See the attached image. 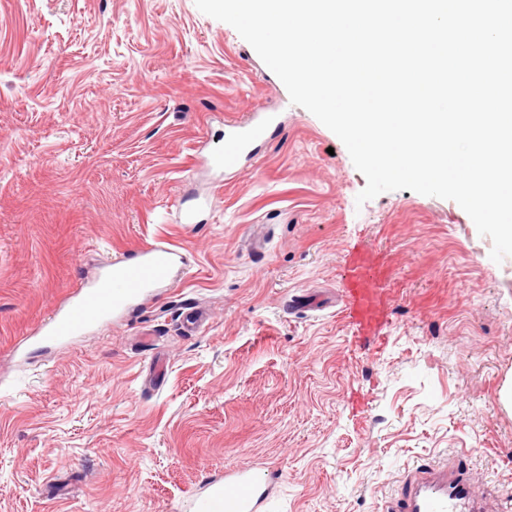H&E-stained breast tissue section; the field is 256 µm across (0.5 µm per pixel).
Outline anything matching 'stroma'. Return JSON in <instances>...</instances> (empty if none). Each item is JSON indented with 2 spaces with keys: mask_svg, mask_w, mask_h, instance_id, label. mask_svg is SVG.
Returning a JSON list of instances; mask_svg holds the SVG:
<instances>
[{
  "mask_svg": "<svg viewBox=\"0 0 512 512\" xmlns=\"http://www.w3.org/2000/svg\"><path fill=\"white\" fill-rule=\"evenodd\" d=\"M252 112L282 124L242 173L208 167ZM365 185L195 0H0V512H191L258 462L278 472L267 512H388L438 460L512 512V256L455 201L360 205ZM158 240L184 256L170 287L16 356L70 290ZM354 246L387 269L377 340L341 314Z\"/></svg>",
  "mask_w": 512,
  "mask_h": 512,
  "instance_id": "1",
  "label": "stroma"
}]
</instances>
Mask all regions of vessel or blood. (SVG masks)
<instances>
[{
	"instance_id": "vessel-or-blood-1",
	"label": "vessel or blood",
	"mask_w": 512,
	"mask_h": 512,
	"mask_svg": "<svg viewBox=\"0 0 512 512\" xmlns=\"http://www.w3.org/2000/svg\"><path fill=\"white\" fill-rule=\"evenodd\" d=\"M278 123L273 114L228 123L224 143L208 163L226 171L241 169L251 145ZM182 260L171 246L154 243L107 264L92 287L78 290L66 303L52 310L34 337L40 342L63 343L81 331L104 323L142 305L156 289L167 286ZM385 266L377 251L354 248L345 256L342 281V314L356 335L374 336L386 317L388 300L381 282ZM273 474L255 468L225 471L224 481L206 487L191 505L192 512H266ZM398 512H480L470 482L447 467L417 469L404 485Z\"/></svg>"
}]
</instances>
